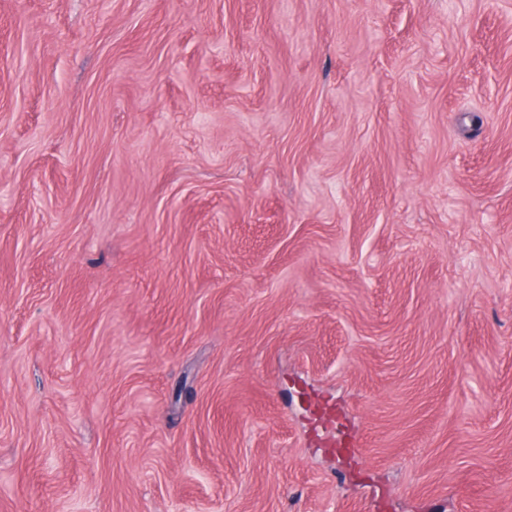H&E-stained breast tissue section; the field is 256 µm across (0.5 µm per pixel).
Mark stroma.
I'll return each instance as SVG.
<instances>
[{"label":"stroma","mask_w":512,"mask_h":512,"mask_svg":"<svg viewBox=\"0 0 512 512\" xmlns=\"http://www.w3.org/2000/svg\"><path fill=\"white\" fill-rule=\"evenodd\" d=\"M0 512H512V0H0ZM325 446L333 453L344 456L357 451L358 440L350 434L342 432L336 435V432L332 431L325 437Z\"/></svg>","instance_id":"1"}]
</instances>
